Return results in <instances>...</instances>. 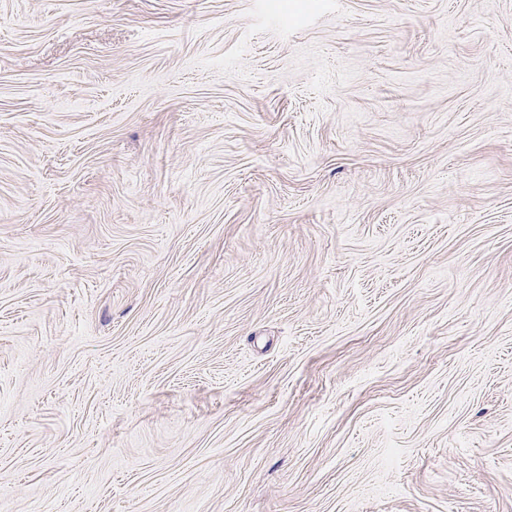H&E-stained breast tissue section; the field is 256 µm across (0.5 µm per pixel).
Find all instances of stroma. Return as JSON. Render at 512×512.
I'll return each instance as SVG.
<instances>
[{"label":"stroma","mask_w":512,"mask_h":512,"mask_svg":"<svg viewBox=\"0 0 512 512\" xmlns=\"http://www.w3.org/2000/svg\"><path fill=\"white\" fill-rule=\"evenodd\" d=\"M0 512H512V0H0Z\"/></svg>","instance_id":"35a3bbf8"}]
</instances>
